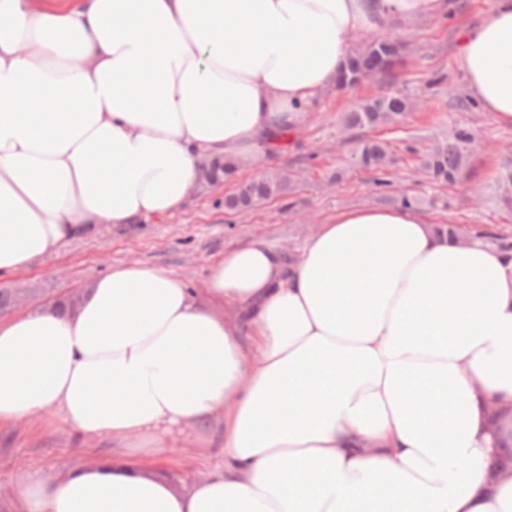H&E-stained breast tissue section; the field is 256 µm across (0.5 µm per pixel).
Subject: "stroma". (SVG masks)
<instances>
[{
    "label": "stroma",
    "mask_w": 512,
    "mask_h": 512,
    "mask_svg": "<svg viewBox=\"0 0 512 512\" xmlns=\"http://www.w3.org/2000/svg\"><path fill=\"white\" fill-rule=\"evenodd\" d=\"M487 7V0H454L453 18H421L400 26L397 36L408 45L410 56L396 86L415 99L417 106L399 126L374 131L376 137L390 142L397 158L387 191H380L372 173L354 163L352 145L338 124L340 113L379 90L380 81L345 89L332 86L307 103L308 121L288 136L272 159L248 167L219 185L198 188L174 215L152 218L131 228L98 227L93 234L61 245L30 267L0 278V290L23 286L33 293L31 306L14 309L15 314L24 315L79 292L112 266L140 263L178 275L202 301L211 269L224 252L262 238L288 258H296L318 225L345 210L381 207L384 193L395 198L413 197L417 210L434 223L457 224L468 235L487 233L512 243V210L498 204L492 182L500 161L512 152V126L498 124L492 113L458 106L459 100L469 96L458 66L461 34L464 28L483 20ZM438 74L447 75V82L434 84ZM460 125L470 127L481 143L473 161L477 181L482 184L477 194L468 180L431 182L420 164L422 153L439 129ZM278 169L287 171L291 178L283 193L246 211L225 207V197L241 184ZM339 170L344 177L333 182L331 176ZM223 430L222 422H214L205 448L195 447L187 434L170 437L157 460L158 467L180 486L223 467ZM112 450L108 441L77 439L55 410L1 424L0 501L13 497L17 476L28 468H39L46 477L55 479Z\"/></svg>",
    "instance_id": "stroma-1"
}]
</instances>
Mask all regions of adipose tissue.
<instances>
[{
    "label": "adipose tissue",
    "instance_id": "adipose-tissue-1",
    "mask_svg": "<svg viewBox=\"0 0 512 512\" xmlns=\"http://www.w3.org/2000/svg\"><path fill=\"white\" fill-rule=\"evenodd\" d=\"M450 0H0V278L91 225L178 212L200 162L241 167L307 119L356 41ZM472 96L512 125V0L463 34ZM206 304L119 265L0 321V424L56 409L120 451L7 512H512L490 480L512 419V251L403 208L336 214L295 262L224 253ZM224 418V468L190 488L153 460Z\"/></svg>",
    "mask_w": 512,
    "mask_h": 512
}]
</instances>
